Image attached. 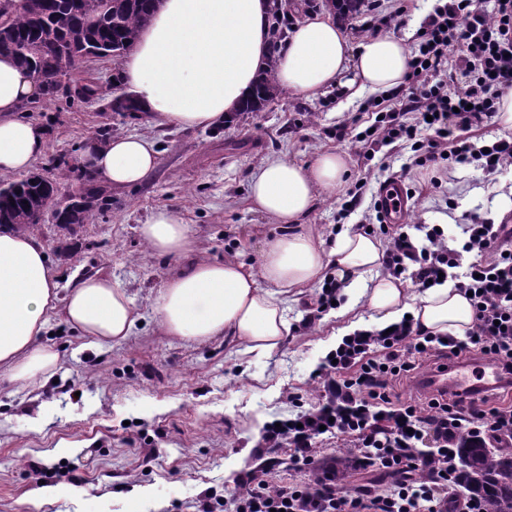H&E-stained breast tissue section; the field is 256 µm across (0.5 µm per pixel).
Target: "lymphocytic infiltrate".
Instances as JSON below:
<instances>
[{
  "label": "lymphocytic infiltrate",
  "instance_id": "f902f5d3",
  "mask_svg": "<svg viewBox=\"0 0 512 512\" xmlns=\"http://www.w3.org/2000/svg\"><path fill=\"white\" fill-rule=\"evenodd\" d=\"M512 89V0H445L422 25L405 83L394 89L403 108L375 119L356 134L363 154L389 145L412 147L402 176L430 173L432 187L459 166L493 175L512 167V133H496L505 90ZM431 133L418 138L419 127ZM457 243L432 224L372 225L386 246L383 270L409 274L418 290L456 275L467 293L473 322L464 337L430 334L405 321L393 332L344 339L320 374L326 392L310 409L268 425L258 453L260 473L250 474L243 493L205 495L198 512H448L455 487L458 435L479 443L512 445V225L472 213ZM474 254L462 265L463 254ZM486 361L501 374L500 386L475 398L453 392L419 401L397 391L413 383L424 364L444 360ZM350 439L358 469L394 473L386 487L336 489V462L317 455L321 433ZM430 443L421 453L419 446ZM310 470L312 481L272 485L284 460Z\"/></svg>",
  "mask_w": 512,
  "mask_h": 512
}]
</instances>
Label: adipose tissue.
Instances as JSON below:
<instances>
[{"label":"adipose tissue","mask_w":512,"mask_h":512,"mask_svg":"<svg viewBox=\"0 0 512 512\" xmlns=\"http://www.w3.org/2000/svg\"><path fill=\"white\" fill-rule=\"evenodd\" d=\"M269 10L268 0H160L122 59V81L149 117L192 129L222 125L271 59L277 81L289 91L305 97L334 91L350 101L398 87L410 71L404 38L385 32L355 41L322 15L302 20L282 46L272 48ZM40 94L11 56H0V173L25 174L43 155V128L16 115L21 103ZM83 156L103 184L129 188L155 170L159 152L152 138L125 135L104 145L88 139ZM348 173L347 154L336 150L304 165L284 157L262 162L249 183L252 205L288 225V232L265 242L258 269L234 259L191 261L170 275L154 299L164 332L187 341L231 336L245 353L265 356L289 330V294L329 269L346 298L342 312L350 322L343 335L380 330L406 316L435 334L464 335L472 308L452 281L415 294L381 274L385 246L376 236L348 224L328 249L313 228L302 226L319 195L341 191ZM139 233L161 256L190 258L195 250L188 225L172 209L156 211ZM45 253L34 236L0 230V371L23 386L57 367V352L38 343L54 313L93 345L129 336L136 322L130 297L111 277H86L60 290ZM362 302L370 321L353 316Z\"/></svg>","instance_id":"adipose-tissue-1"}]
</instances>
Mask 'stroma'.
I'll use <instances>...</instances> for the list:
<instances>
[{
    "label": "stroma",
    "instance_id": "obj_1",
    "mask_svg": "<svg viewBox=\"0 0 512 512\" xmlns=\"http://www.w3.org/2000/svg\"><path fill=\"white\" fill-rule=\"evenodd\" d=\"M119 71L112 59H89L70 79L94 78V99L61 93L25 112L46 130L47 150L33 170L56 178L58 162L80 156L84 140L103 128L151 136L160 146L157 168L139 186L113 191L110 204L74 233L48 214L32 234L61 288L109 274L129 295L138 323L125 339L90 346L51 318L41 341L59 354L53 378L21 387L0 373V512H197L204 494L243 491L246 473L262 465L256 446L263 428L323 395L319 367L346 321L330 309L304 323L320 290L315 283L289 296V332L269 356L243 355L228 336H168L152 299L188 260L151 252L139 226L158 209L178 210L196 240L192 258L231 257L254 267L264 243L282 233L249 200V179L263 158L304 164L323 150L348 154L351 182L367 184L362 206L346 215L342 195H323L306 218L329 247L338 226L374 217L388 174L381 164L396 172L409 161L406 150L387 146L367 157L337 140V125L361 114L375 101L372 93L344 106L332 93L305 98L284 89L263 111L185 130L112 111L110 102L124 91ZM509 193L512 169L491 182L480 169L459 168L440 188L413 196L405 221L458 224L470 212L493 218ZM450 196L457 207L449 215Z\"/></svg>",
    "mask_w": 512,
    "mask_h": 512
}]
</instances>
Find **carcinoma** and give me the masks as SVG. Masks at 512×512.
<instances>
[{
    "label": "carcinoma",
    "mask_w": 512,
    "mask_h": 512,
    "mask_svg": "<svg viewBox=\"0 0 512 512\" xmlns=\"http://www.w3.org/2000/svg\"><path fill=\"white\" fill-rule=\"evenodd\" d=\"M157 0H26L20 9L0 5V53H9L17 65L39 79L43 94L59 92L61 78L82 59L119 60L130 49L154 11ZM343 25L356 19L366 0H322ZM279 95L274 60L258 74L252 98L239 112H259ZM56 183L39 174L0 185V227L26 232L51 208ZM79 198L61 210L56 221L72 230L87 224L94 205L106 191L86 176ZM456 451L459 468L455 481L479 498L487 512H512V452L492 450L461 435Z\"/></svg>",
    "instance_id": "obj_1"
}]
</instances>
